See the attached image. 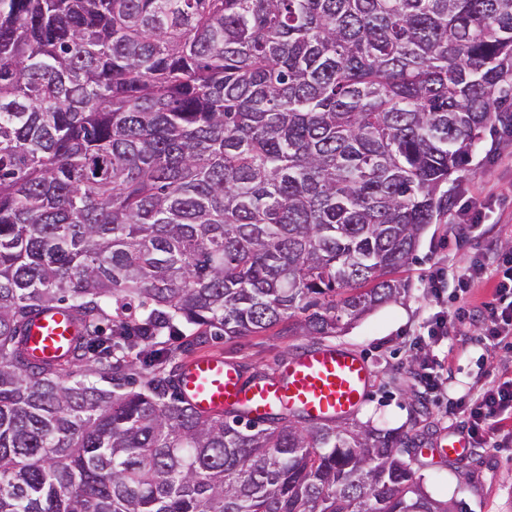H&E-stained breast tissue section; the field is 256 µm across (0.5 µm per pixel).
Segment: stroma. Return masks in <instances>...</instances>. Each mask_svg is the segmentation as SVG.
<instances>
[{
	"instance_id": "35a3bbf8",
	"label": "stroma",
	"mask_w": 512,
	"mask_h": 512,
	"mask_svg": "<svg viewBox=\"0 0 512 512\" xmlns=\"http://www.w3.org/2000/svg\"><path fill=\"white\" fill-rule=\"evenodd\" d=\"M450 189L458 210L466 208L471 196L488 195L480 242L457 240L445 221L428 225L412 262L400 272L409 283L408 293L377 307L332 342L356 352L369 364L373 377L358 417L410 438L412 468L432 497L457 504L459 512H512V450L474 448L451 460L432 455L440 441L459 436L460 424L446 416L445 401L421 397L414 376L415 362L450 363L456 390L461 393L477 376L512 372V349L484 347L476 329L433 343L427 326L438 306L425 287L440 263H467L478 243L512 244L506 234L512 228V138L486 133L467 171ZM313 345V339L289 331L284 323L230 340L218 336L200 343L186 335L170 342L178 358L219 355L236 363L247 378L271 372Z\"/></svg>"
}]
</instances>
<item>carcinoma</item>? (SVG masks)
Here are the masks:
<instances>
[{"instance_id": "obj_1", "label": "carcinoma", "mask_w": 512, "mask_h": 512, "mask_svg": "<svg viewBox=\"0 0 512 512\" xmlns=\"http://www.w3.org/2000/svg\"><path fill=\"white\" fill-rule=\"evenodd\" d=\"M495 123L512 0H0V512H455L355 415L198 413L159 338L406 293ZM55 308L79 345L32 366Z\"/></svg>"}]
</instances>
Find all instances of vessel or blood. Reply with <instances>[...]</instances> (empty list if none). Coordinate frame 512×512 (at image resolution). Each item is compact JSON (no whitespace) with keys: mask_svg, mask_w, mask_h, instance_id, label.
<instances>
[{"mask_svg":"<svg viewBox=\"0 0 512 512\" xmlns=\"http://www.w3.org/2000/svg\"><path fill=\"white\" fill-rule=\"evenodd\" d=\"M76 344L72 319L54 311L27 327L22 347L30 362L40 364L69 357ZM371 378L372 371L360 355L325 345L300 354L274 374L249 381L222 357H198L181 371L178 390L186 402L204 414L236 408L262 420L281 407L294 406L313 418L329 419L358 411Z\"/></svg>","mask_w":512,"mask_h":512,"instance_id":"b4317fda","label":"vessel or blood"}]
</instances>
